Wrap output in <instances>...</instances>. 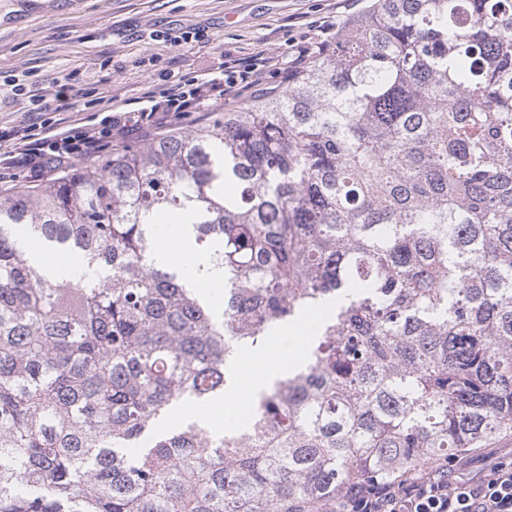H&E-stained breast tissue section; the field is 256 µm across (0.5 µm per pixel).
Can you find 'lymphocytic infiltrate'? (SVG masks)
I'll list each match as a JSON object with an SVG mask.
<instances>
[{"label": "lymphocytic infiltrate", "mask_w": 512, "mask_h": 512, "mask_svg": "<svg viewBox=\"0 0 512 512\" xmlns=\"http://www.w3.org/2000/svg\"><path fill=\"white\" fill-rule=\"evenodd\" d=\"M268 64V58L254 56L217 76L165 81L161 88L149 92V109L125 116L124 122L140 127L151 112L181 120L206 102L218 103L228 95L240 98ZM36 111L43 114V125L53 134L34 140L17 130L0 131V143L12 145L10 151L0 153V184L11 173L16 155L34 156L56 167L76 156L98 155L112 143V116L92 126H75L58 133L55 119L45 115V106H37ZM342 512H512V459L495 460L486 474L477 478L460 480L451 467L439 466L389 482L356 484L344 493Z\"/></svg>", "instance_id": "f902f5d3"}]
</instances>
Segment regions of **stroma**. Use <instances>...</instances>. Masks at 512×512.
<instances>
[{"label": "stroma", "mask_w": 512, "mask_h": 512, "mask_svg": "<svg viewBox=\"0 0 512 512\" xmlns=\"http://www.w3.org/2000/svg\"><path fill=\"white\" fill-rule=\"evenodd\" d=\"M373 0H0V129L33 122L30 100L4 80L25 75L44 105L66 92L68 121L99 122L103 100L115 112L139 108L165 77H193L228 61L263 55L271 64L248 92L255 99L285 84L294 42L323 22L344 24ZM201 31L202 41L174 46L162 33Z\"/></svg>", "instance_id": "obj_1"}]
</instances>
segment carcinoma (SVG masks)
Segmentation results:
<instances>
[{
	"label": "carcinoma",
	"instance_id": "1",
	"mask_svg": "<svg viewBox=\"0 0 512 512\" xmlns=\"http://www.w3.org/2000/svg\"><path fill=\"white\" fill-rule=\"evenodd\" d=\"M187 214L222 314L153 258ZM311 309L251 422L160 429ZM509 434L512 0H375L283 89L0 196V512H336Z\"/></svg>",
	"mask_w": 512,
	"mask_h": 512
}]
</instances>
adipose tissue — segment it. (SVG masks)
Segmentation results:
<instances>
[{"instance_id": "1", "label": "adipose tissue", "mask_w": 512, "mask_h": 512, "mask_svg": "<svg viewBox=\"0 0 512 512\" xmlns=\"http://www.w3.org/2000/svg\"><path fill=\"white\" fill-rule=\"evenodd\" d=\"M283 344L280 338L269 341L263 349L255 351L248 362L240 365L238 378L229 395L211 404L205 412L206 419L213 426L220 427L242 419L257 394L286 375L290 362L278 354Z\"/></svg>"}]
</instances>
